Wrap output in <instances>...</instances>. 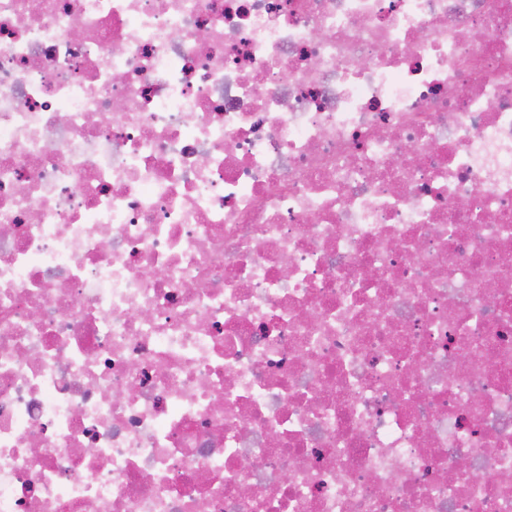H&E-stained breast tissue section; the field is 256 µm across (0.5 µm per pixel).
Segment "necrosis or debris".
I'll return each instance as SVG.
<instances>
[{
    "instance_id": "1",
    "label": "necrosis or debris",
    "mask_w": 512,
    "mask_h": 512,
    "mask_svg": "<svg viewBox=\"0 0 512 512\" xmlns=\"http://www.w3.org/2000/svg\"><path fill=\"white\" fill-rule=\"evenodd\" d=\"M508 267L512 0H0V512H512Z\"/></svg>"
}]
</instances>
